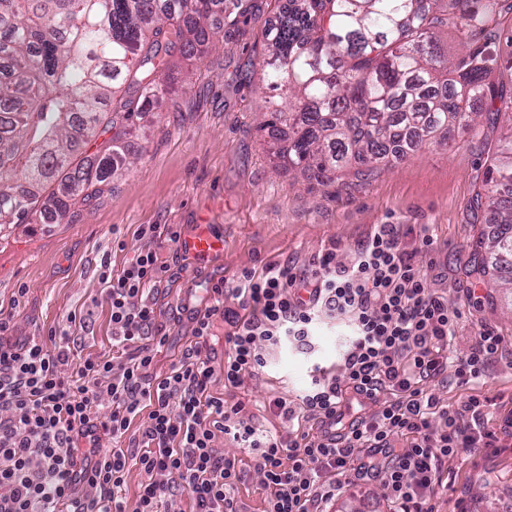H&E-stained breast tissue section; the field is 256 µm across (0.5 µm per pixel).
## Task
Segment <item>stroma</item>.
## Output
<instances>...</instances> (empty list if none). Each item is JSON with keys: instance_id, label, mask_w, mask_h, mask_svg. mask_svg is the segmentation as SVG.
Instances as JSON below:
<instances>
[{"instance_id": "1", "label": "stroma", "mask_w": 512, "mask_h": 512, "mask_svg": "<svg viewBox=\"0 0 512 512\" xmlns=\"http://www.w3.org/2000/svg\"><path fill=\"white\" fill-rule=\"evenodd\" d=\"M236 27L214 18L217 29L203 57L177 59L173 91L155 104L149 120L126 139L130 164L119 170L93 201L72 205L60 224H18L0 238V310L10 314L6 339L49 343L50 331L75 337V358L113 355L110 302L101 263L120 274L143 248H154L169 271L150 297L156 324L168 337L155 371L163 375L194 340L192 313L224 284L225 306L245 269L277 260L299 269L328 248L350 257L377 224L426 226L435 251L417 253L429 272L430 289L447 295L462 314L449 352L466 358L481 329L502 338V356L485 377L461 383L454 371L428 385L454 407L468 396L487 402L488 417L512 415V290L494 276L472 273L476 241L491 225L474 218L471 201L489 163L488 149L501 129L485 126L480 138L452 131L446 147L424 148L367 179L336 180L328 186L275 170L258 129L270 111L260 81L262 36L273 22L274 0H248ZM178 225L182 237L211 225L224 238V251L205 266L164 239L143 236V228ZM81 323H71V315ZM225 328L216 322L206 345L216 370L210 391L230 403L243 402L260 432L278 438L287 423L269 410L275 398L299 407L313 378L336 369L343 336L332 325L314 330L311 351L286 348L264 372L225 388L222 371ZM214 446L239 460L247 477L237 494L249 512H265L266 493L251 450L227 436ZM434 512H512V449L460 453L448 461L443 484L428 502ZM334 512H391L378 483L349 488Z\"/></svg>"}]
</instances>
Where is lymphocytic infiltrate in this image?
Returning a JSON list of instances; mask_svg holds the SVG:
<instances>
[{
    "label": "lymphocytic infiltrate",
    "instance_id": "obj_1",
    "mask_svg": "<svg viewBox=\"0 0 512 512\" xmlns=\"http://www.w3.org/2000/svg\"><path fill=\"white\" fill-rule=\"evenodd\" d=\"M410 236L435 250L433 236L414 225L378 224L349 260L330 248L308 273L277 261L243 271L232 290L236 308H225L223 285L213 286L210 303L193 314L194 343L164 375L153 359L166 339L146 292L168 268L149 247L120 275L103 277L119 363H73L67 335L50 349L33 339L0 341V512H125L133 465L145 474L136 512H158L180 493L193 512H246L235 495L244 472L214 448L219 433L255 450L268 512H328L344 488L372 480L393 512H426L449 458L508 447L512 417L492 429L484 400L471 396L451 409L429 393L428 383L451 366L463 381L484 376L501 339L484 330L465 359L451 361L461 315L428 288L427 270L405 246ZM219 319L229 326L230 387L266 366L265 350L310 347L315 326L328 320L345 327L338 373L313 379L300 409L274 402L278 415L311 431L264 437L242 417V404L211 393L204 339ZM361 395L381 409L351 414ZM102 433L115 449L100 451Z\"/></svg>",
    "mask_w": 512,
    "mask_h": 512
}]
</instances>
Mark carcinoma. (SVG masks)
<instances>
[{
  "label": "carcinoma",
  "instance_id": "1",
  "mask_svg": "<svg viewBox=\"0 0 512 512\" xmlns=\"http://www.w3.org/2000/svg\"><path fill=\"white\" fill-rule=\"evenodd\" d=\"M0 0V234L44 221L41 194L63 221L127 165L123 137L170 93L172 61L201 56L215 2ZM261 80L272 109L261 128L277 167L328 184L361 177L448 129L474 138L508 114L471 209L495 229L476 244L512 275V62L495 43L512 0H275ZM511 16L504 22L505 16ZM453 29L465 52L440 42Z\"/></svg>",
  "mask_w": 512,
  "mask_h": 512
}]
</instances>
